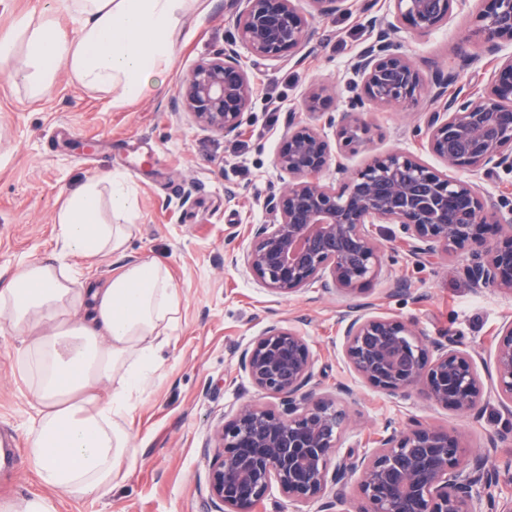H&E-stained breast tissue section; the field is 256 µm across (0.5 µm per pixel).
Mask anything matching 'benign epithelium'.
<instances>
[{
	"label": "benign epithelium",
	"mask_w": 512,
	"mask_h": 512,
	"mask_svg": "<svg viewBox=\"0 0 512 512\" xmlns=\"http://www.w3.org/2000/svg\"><path fill=\"white\" fill-rule=\"evenodd\" d=\"M388 0L386 12L370 19V41L352 64L360 77L352 107L372 104L404 110L428 100L433 109L415 134L446 170L408 151L373 157L335 188L320 174L332 160L328 142L313 126L288 127L276 157L288 183L267 200L272 223L259 224L249 248L231 263L244 266L266 288L283 295L318 282L327 291L352 293L377 277L384 250L374 224H396L399 241L417 265L439 255L467 254L462 277L474 288L512 294V197L488 191L484 182L512 173V55L500 58L479 90L458 85L454 72L426 81L419 67L390 39L402 26L425 36L448 21L454 2ZM314 13L293 0H237L233 22L240 42L260 59L293 56L307 41L313 14L346 9V0H309ZM474 16L471 35L490 54L512 42V0H487ZM252 94L236 42L199 64L180 85L174 111L225 135L239 133ZM333 94L311 89L305 99L315 112ZM346 146L368 139L369 128L354 113L330 117ZM463 169L465 178L448 175ZM505 233L490 245L480 231ZM347 363L366 382L390 395L415 388L435 405L460 415L478 412L492 393L507 416L487 447L512 437V321L494 347L490 385L459 339H429L415 325L376 315L369 303L354 304L338 318ZM249 383L279 399L274 406L243 404L224 414L207 448L208 500L215 512H251L277 485L294 512L322 502L335 512L356 484L359 512H512V502L494 488L499 472L453 431L419 419L402 429L386 427L371 452L339 454L349 423L345 405L312 385L313 361L300 331L273 324L255 337L238 361Z\"/></svg>",
	"instance_id": "1"
}]
</instances>
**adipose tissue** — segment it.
<instances>
[{
    "mask_svg": "<svg viewBox=\"0 0 512 512\" xmlns=\"http://www.w3.org/2000/svg\"><path fill=\"white\" fill-rule=\"evenodd\" d=\"M202 0H40L0 32V69L29 100L47 96L59 70L115 108L159 87L175 37ZM76 25L74 35L60 17ZM139 216L129 176L83 181L54 214L58 257L0 273V332L21 340L18 357L34 400L28 459L47 488L110 496L132 460L129 418L162 366L179 295L154 258L118 266L102 281L76 269L124 255Z\"/></svg>",
    "mask_w": 512,
    "mask_h": 512,
    "instance_id": "obj_1",
    "label": "adipose tissue"
}]
</instances>
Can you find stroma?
<instances>
[{
	"label": "stroma",
	"instance_id": "35a3bbf8",
	"mask_svg": "<svg viewBox=\"0 0 512 512\" xmlns=\"http://www.w3.org/2000/svg\"><path fill=\"white\" fill-rule=\"evenodd\" d=\"M385 9V0H349L346 11L315 18L296 60H263L240 49L253 93L235 136L203 129L172 109L186 75L234 38V0H207L183 26L162 89L146 91L124 109H114L109 96L84 91L63 71L51 93L35 102L0 80V272L56 250L53 216L68 189L98 173L123 171L138 197L137 228L126 256L101 260L94 273L104 279L125 257H155L171 269L179 295L166 362L131 413L135 461L109 498L53 493L56 512H207L206 449L213 427L232 407L273 402L249 384L238 359L275 322L305 334L319 392L352 388L353 423L343 434V448L373 449L385 423L413 417L456 429L477 451L502 428L493 399L482 403V416L473 421L431 404L418 391L390 396L372 387L348 367L336 324L346 306L369 302L425 336L458 337L482 361H492L496 334L512 320V296L468 286L462 257L442 255L416 268L394 238V225L377 224L373 232L386 260L361 291L328 293L315 284L291 296L264 288L244 267L226 261L228 254L247 250L254 225L271 221L266 201L285 180L276 156L289 125L317 127L332 152L341 153L346 170L326 168V183H339L343 173L394 150L423 155L438 166L413 135L428 103L410 112L366 108L358 118L370 126V139L355 149L341 148L328 123L352 99L359 82L352 63L368 42L369 19ZM468 24L467 10L456 8L429 35L404 27L392 38L424 76L453 71L460 83L478 88L481 80L463 61L483 54L484 47L467 38ZM317 85L334 93L313 114L305 98ZM397 279L407 282L406 294L391 295ZM17 346L14 337L0 334V436L11 439L9 460L0 468V504L43 491L28 464L26 430L34 410Z\"/></svg>",
	"mask_w": 512,
	"mask_h": 512
}]
</instances>
